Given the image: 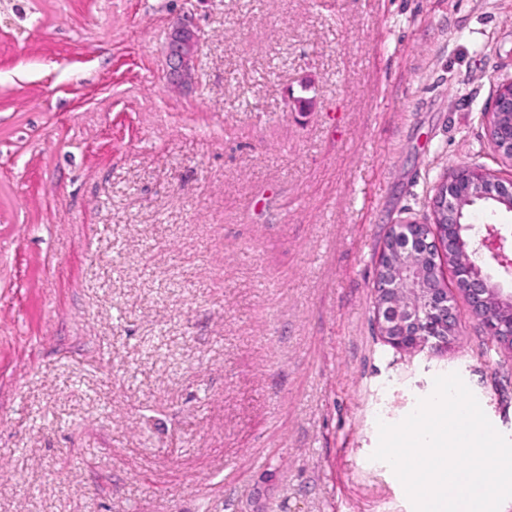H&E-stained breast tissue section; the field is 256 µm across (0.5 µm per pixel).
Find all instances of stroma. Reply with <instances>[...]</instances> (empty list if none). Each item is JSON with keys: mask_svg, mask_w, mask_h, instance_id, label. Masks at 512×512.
<instances>
[{"mask_svg": "<svg viewBox=\"0 0 512 512\" xmlns=\"http://www.w3.org/2000/svg\"><path fill=\"white\" fill-rule=\"evenodd\" d=\"M196 82L167 77L182 12ZM512 0H0V512H413L378 424L512 361L374 319L391 225L461 166Z\"/></svg>", "mask_w": 512, "mask_h": 512, "instance_id": "stroma-1", "label": "stroma"}]
</instances>
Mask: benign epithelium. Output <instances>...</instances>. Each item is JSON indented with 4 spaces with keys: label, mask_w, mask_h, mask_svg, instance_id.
<instances>
[{
    "label": "benign epithelium",
    "mask_w": 512,
    "mask_h": 512,
    "mask_svg": "<svg viewBox=\"0 0 512 512\" xmlns=\"http://www.w3.org/2000/svg\"><path fill=\"white\" fill-rule=\"evenodd\" d=\"M201 47L200 30L189 16L177 19L167 33V64L174 85L194 83ZM487 139L500 160L512 164V81L502 83L486 112ZM494 200L512 209V180L505 182L485 168L457 169L437 187L433 198V222L454 223L464 202L473 201L482 189ZM410 233L395 243L401 271L384 273L385 254L378 258L375 287V321L383 341L396 350H415L430 343L446 348L459 325V308L448 291L435 288L425 276V267L441 251L439 237L428 224L409 223ZM455 243L461 256L458 289L471 315L498 346L512 353V292H507L486 274L479 259L488 255L505 275L512 274V258L506 251L507 237L488 224L467 250L464 226H455Z\"/></svg>",
    "instance_id": "7a95c632"
}]
</instances>
